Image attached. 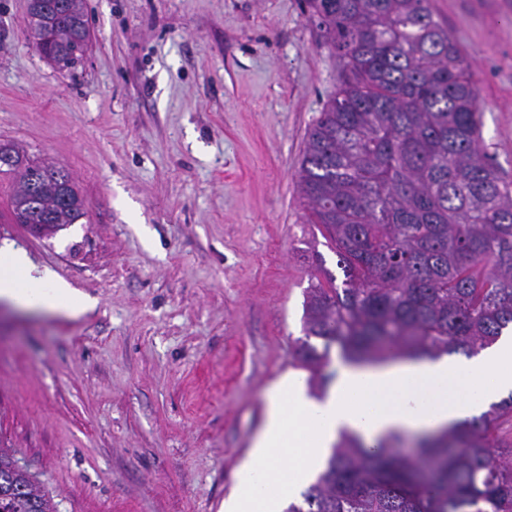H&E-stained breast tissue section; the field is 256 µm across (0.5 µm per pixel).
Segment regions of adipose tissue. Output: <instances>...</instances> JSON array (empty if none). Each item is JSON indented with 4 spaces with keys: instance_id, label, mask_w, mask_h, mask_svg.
Listing matches in <instances>:
<instances>
[{
    "instance_id": "1",
    "label": "adipose tissue",
    "mask_w": 512,
    "mask_h": 512,
    "mask_svg": "<svg viewBox=\"0 0 512 512\" xmlns=\"http://www.w3.org/2000/svg\"><path fill=\"white\" fill-rule=\"evenodd\" d=\"M0 300L20 309L76 319L95 302L23 251L0 247ZM512 391V337L477 357L341 363L321 399L302 378L280 375L265 392L261 426L236 474L224 512H280L323 469L339 435L375 445L392 433L422 435L463 422Z\"/></svg>"
}]
</instances>
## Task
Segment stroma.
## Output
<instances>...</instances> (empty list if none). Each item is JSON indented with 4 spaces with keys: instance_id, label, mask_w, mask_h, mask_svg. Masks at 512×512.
<instances>
[{
    "instance_id": "obj_1",
    "label": "stroma",
    "mask_w": 512,
    "mask_h": 512,
    "mask_svg": "<svg viewBox=\"0 0 512 512\" xmlns=\"http://www.w3.org/2000/svg\"><path fill=\"white\" fill-rule=\"evenodd\" d=\"M61 70L27 0H0V139L64 166L87 214L0 244L95 299L75 320L0 305V444L59 512H221L277 376L295 371L320 253L298 169L340 66L305 0H86ZM478 80L512 183V0H430Z\"/></svg>"
}]
</instances>
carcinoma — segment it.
<instances>
[{
  "mask_svg": "<svg viewBox=\"0 0 512 512\" xmlns=\"http://www.w3.org/2000/svg\"><path fill=\"white\" fill-rule=\"evenodd\" d=\"M308 18L340 61V83L310 126L299 187L334 249L305 290L295 360L320 397L330 350L350 363L488 349L512 330V185L482 147L469 60L428 0H307ZM58 21L36 51L70 68L89 47L85 0H35L30 25ZM0 177L21 224L49 239L86 215L63 167L0 141ZM512 395L416 441L368 448L341 435L324 469L286 512H512V445L494 438ZM16 451L0 446L9 512H58Z\"/></svg>",
  "mask_w": 512,
  "mask_h": 512,
  "instance_id": "1",
  "label": "carcinoma"
}]
</instances>
